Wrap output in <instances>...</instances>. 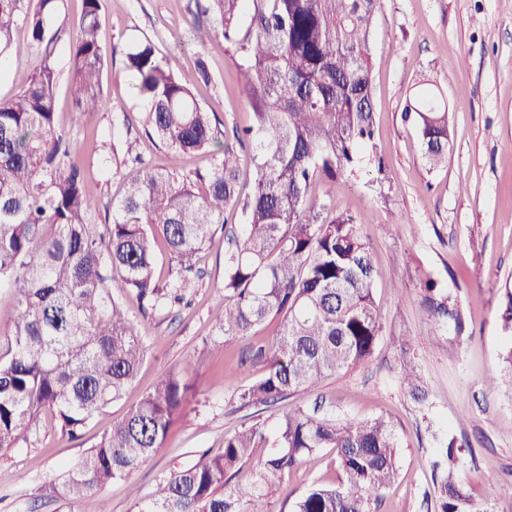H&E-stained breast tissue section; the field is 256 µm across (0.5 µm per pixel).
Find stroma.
Segmentation results:
<instances>
[{"label":"stroma","instance_id":"obj_1","mask_svg":"<svg viewBox=\"0 0 512 512\" xmlns=\"http://www.w3.org/2000/svg\"><path fill=\"white\" fill-rule=\"evenodd\" d=\"M81 0H64L58 27L59 120L77 152L87 192L98 202V223L112 221L133 170L124 163L127 139L135 138L147 162L170 163L167 150L140 121L143 103L125 66V51L148 38L163 64L180 75L205 61L206 84L192 91L212 109L222 132L251 122L240 94L241 58L223 38L198 42L196 28L216 31L209 15L195 16L192 0H102L100 39L107 56L103 105L72 111L65 47L75 35ZM0 71V98L26 83L35 63L25 28H17ZM374 142L385 161L369 156L316 192L331 210L354 216L372 252L377 276L374 298L382 335L372 358L324 381L314 396L337 414L364 420L389 417L399 442V476L377 512H434L430 493L437 437L456 438V465L475 499L490 498L493 512H512V389H489L502 369L500 355L512 345L499 323L501 298L512 287V0H381L370 49ZM441 92L448 103L450 145L444 167L428 170L419 133L403 122L409 96L420 89ZM240 229L231 215L223 232L189 274L180 306L142 311L135 295L123 300L137 321L147 355L121 399L96 414L72 441L54 433L47 416L33 422L25 440L0 457V512H135L130 491L151 494L170 472L200 454L221 452L226 435L241 424L260 422L275 431L288 402L254 415L240 408L237 391L259 377L264 364L241 365L255 340L272 339L276 322L255 336L226 338L223 348L206 345L212 318L224 306V253ZM447 289L465 318L463 334L440 325L423 306L425 284ZM412 357L430 392L418 408L401 380V363ZM187 370L188 403L164 446L128 479L107 485L100 496L66 506L49 487L91 448L113 421L122 418L164 373ZM335 449L303 459L288 477L265 490L263 512H289L312 482L337 483ZM495 496H488L489 487Z\"/></svg>","mask_w":512,"mask_h":512}]
</instances>
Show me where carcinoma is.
Wrapping results in <instances>:
<instances>
[{"mask_svg": "<svg viewBox=\"0 0 512 512\" xmlns=\"http://www.w3.org/2000/svg\"><path fill=\"white\" fill-rule=\"evenodd\" d=\"M61 2L0 0V64L20 25L37 58L23 88L0 98V289L15 301L0 336V455L25 437L42 411L51 413L52 430L73 440L122 397L146 346L112 289L134 292L154 309L181 301L183 273L213 242L230 206L241 207L242 231L224 254V309L215 315L211 344L221 347L228 336L280 319L276 337L253 350L268 367L239 389L241 406L260 410L301 400L326 378L366 362L382 332L372 255L352 216L311 195L356 163L361 150L376 151L370 39L379 0H194L242 57L240 93L253 124L235 138L252 144L254 167L243 200L239 155L191 90L195 82H209L205 62L182 77L159 61L152 40L135 43L125 64L144 102L140 121L171 152V164L149 166L137 143L127 141V161L141 173L113 203L112 223L103 225L95 222L97 203L57 120V42L47 32ZM100 11L101 0H82L79 31L66 48L75 112H96L103 103ZM402 119L416 126L428 169L444 164L450 131L442 97L430 89L415 92ZM194 152L210 154L212 162L192 180L177 166ZM160 250L176 266L164 285L157 276ZM427 291L428 313L462 332L465 316L456 300L433 285ZM500 321L512 335L509 289ZM402 379L413 400L426 405V384L410 359ZM188 392L181 372L161 377L51 484L56 498L75 504L129 478L163 447ZM264 441L259 423L227 435L222 453L201 455L153 494L140 497L133 489L136 512H259L262 487L321 448L337 449L342 477L312 484L292 512H374L398 476L397 433L389 420L339 418L299 404L284 415L258 480L231 484ZM441 445L433 464L437 512H491L490 498L475 500L456 476V440Z\"/></svg>", "mask_w": 512, "mask_h": 512, "instance_id": "cac0c4a2", "label": "carcinoma"}]
</instances>
